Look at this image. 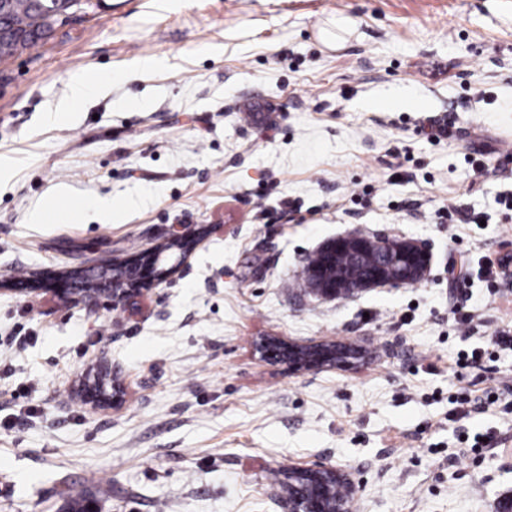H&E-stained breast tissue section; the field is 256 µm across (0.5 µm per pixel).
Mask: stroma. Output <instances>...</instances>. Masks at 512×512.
Segmentation results:
<instances>
[{
  "label": "stroma",
  "mask_w": 512,
  "mask_h": 512,
  "mask_svg": "<svg viewBox=\"0 0 512 512\" xmlns=\"http://www.w3.org/2000/svg\"><path fill=\"white\" fill-rule=\"evenodd\" d=\"M109 2L0 63V512L78 493L97 512H281L271 473L317 462L354 480L350 512H499L512 416L445 419L457 354L512 322V172L475 181L465 161L512 154V0ZM81 73L99 85L48 121ZM453 112L455 137L415 134ZM284 197L297 211L262 219ZM443 205L478 220L439 223ZM178 224L200 236L186 265L119 303L59 278L140 260ZM359 230L425 243L427 275L337 300L297 287ZM483 256L507 258L501 288H449ZM457 305L483 325L449 322ZM264 338L366 358L293 371ZM105 367L121 397L95 406L80 388ZM490 427L496 448L454 457ZM327 259V254L321 249L306 258L305 264L302 268L298 282L302 288H307L312 292V288H316L317 280L319 279L312 271L314 267H320Z\"/></svg>",
  "instance_id": "stroma-1"
}]
</instances>
